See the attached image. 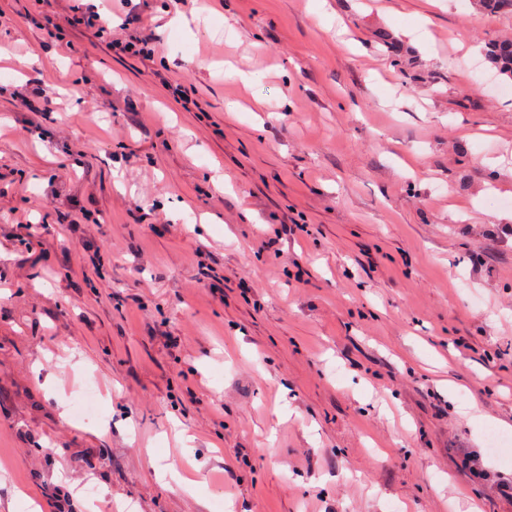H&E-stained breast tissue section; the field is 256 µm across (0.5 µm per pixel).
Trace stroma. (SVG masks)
Segmentation results:
<instances>
[{
  "instance_id": "stroma-1",
  "label": "stroma",
  "mask_w": 512,
  "mask_h": 512,
  "mask_svg": "<svg viewBox=\"0 0 512 512\" xmlns=\"http://www.w3.org/2000/svg\"><path fill=\"white\" fill-rule=\"evenodd\" d=\"M89 2L0 0V512H512V13ZM71 15L68 24L72 29L90 33L97 39H103L104 35L109 36L108 47L120 55L138 57L145 60L154 55L150 43L142 39L112 38V31L106 32V28L100 22V16L95 12L83 9V4L75 3L70 6ZM489 61L500 74L512 76V41H493L487 48Z\"/></svg>"
}]
</instances>
